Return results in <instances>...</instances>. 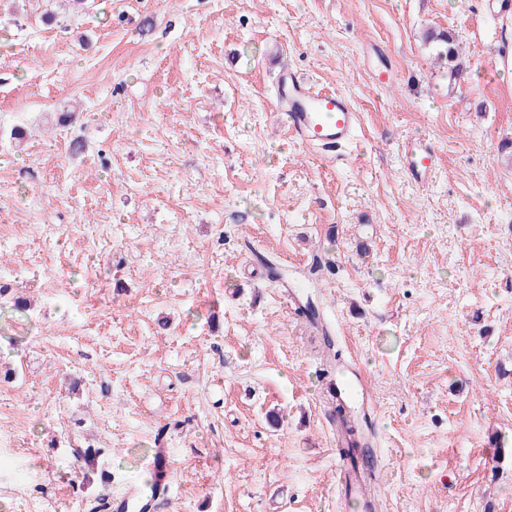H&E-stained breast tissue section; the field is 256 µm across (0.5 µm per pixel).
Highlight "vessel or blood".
<instances>
[{
	"mask_svg": "<svg viewBox=\"0 0 512 512\" xmlns=\"http://www.w3.org/2000/svg\"><path fill=\"white\" fill-rule=\"evenodd\" d=\"M278 98L284 125L303 144L331 151L349 142L357 130L356 110L345 96L317 89L297 72L283 73ZM436 161V152L425 143L409 141L403 146L402 170L417 182L432 177ZM151 468L152 486L145 490L132 487L113 496L112 512H142L168 495L171 476L166 449H155Z\"/></svg>",
	"mask_w": 512,
	"mask_h": 512,
	"instance_id": "vessel-or-blood-1",
	"label": "vessel or blood"
}]
</instances>
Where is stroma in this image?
I'll return each instance as SVG.
<instances>
[{"label": "stroma", "instance_id": "1", "mask_svg": "<svg viewBox=\"0 0 512 512\" xmlns=\"http://www.w3.org/2000/svg\"><path fill=\"white\" fill-rule=\"evenodd\" d=\"M506 46L489 0H0V512H91L159 443L155 512H363L354 373L380 512H512ZM289 67L356 109L342 160L282 124ZM426 41L436 43L439 49L438 54L448 62V72L456 80L464 78V66L460 59L459 46L456 35L452 31L428 32ZM437 154L423 142L408 141L403 145L402 170L409 178L423 183L436 171Z\"/></svg>", "mask_w": 512, "mask_h": 512}]
</instances>
